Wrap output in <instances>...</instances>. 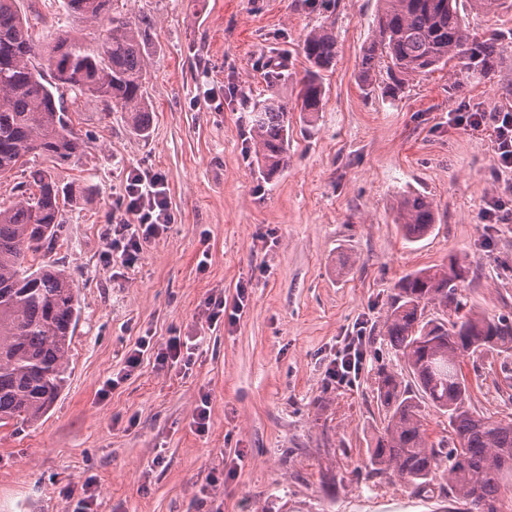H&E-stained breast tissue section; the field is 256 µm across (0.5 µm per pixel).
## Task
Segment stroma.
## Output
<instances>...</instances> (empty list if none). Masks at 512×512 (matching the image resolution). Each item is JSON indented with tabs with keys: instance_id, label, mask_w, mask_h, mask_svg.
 Wrapping results in <instances>:
<instances>
[{
	"instance_id": "35a3bbf8",
	"label": "stroma",
	"mask_w": 512,
	"mask_h": 512,
	"mask_svg": "<svg viewBox=\"0 0 512 512\" xmlns=\"http://www.w3.org/2000/svg\"><path fill=\"white\" fill-rule=\"evenodd\" d=\"M378 0H130L148 60L150 128L82 103L85 153L56 166L75 192L51 254L78 291L66 388L42 421L0 428V512H75L68 490L94 478L97 512H453L422 497L370 453L383 426L381 369L399 360L383 324L399 280L463 260L459 292L512 318V223L487 210L512 201L488 131L454 122L461 105L512 112V51L491 75L447 67L397 96L360 85L361 48ZM333 28L339 56L321 112L291 115L288 164L266 177L249 148L253 101L292 102L305 34ZM161 174L174 221L131 265L107 263L105 232L128 176ZM432 199V235L405 241L399 195ZM205 269H198L200 259ZM242 299L209 324L205 300ZM361 336L358 375L328 370ZM139 367L103 392L139 337ZM173 336L202 342L191 368L159 367ZM470 404L512 419V369L465 359ZM208 403L205 433L191 427Z\"/></svg>"
}]
</instances>
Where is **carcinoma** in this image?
Here are the masks:
<instances>
[{"label":"carcinoma","instance_id":"carcinoma-1","mask_svg":"<svg viewBox=\"0 0 512 512\" xmlns=\"http://www.w3.org/2000/svg\"><path fill=\"white\" fill-rule=\"evenodd\" d=\"M20 0H0V178L21 173L14 201L0 206V427L22 431L37 423L64 390L78 317L77 289L48 255L63 233L62 205L73 186L62 187L36 159L65 162L84 153L88 141L75 130L81 103L98 101L122 112L144 133L150 126L148 69L141 29L124 8L127 0H64L65 14L89 24L108 20L94 47L62 23L50 40L33 37ZM461 0H380L374 34L362 47L359 82L370 87L386 70L390 89L454 61L460 72L489 75L508 48L490 29L478 35L460 11ZM493 17L512 10V0H469ZM302 51L307 62L295 108L321 111L325 73L339 55L327 26L310 30ZM46 56L47 70L33 64ZM288 103L264 99L250 112L251 151L272 177L288 162ZM436 221L428 197L406 192L396 224L410 242L423 239ZM468 268L454 258L405 275L384 324L406 375L382 370L375 393L385 425L370 463L392 471L417 494H451L457 512H504L503 491L512 483V421L503 423L471 409V384L463 359L512 356V320L490 318L459 298ZM432 307L438 315H426ZM410 381H405V378ZM426 404L448 418L452 443L429 439L420 414Z\"/></svg>","mask_w":512,"mask_h":512}]
</instances>
